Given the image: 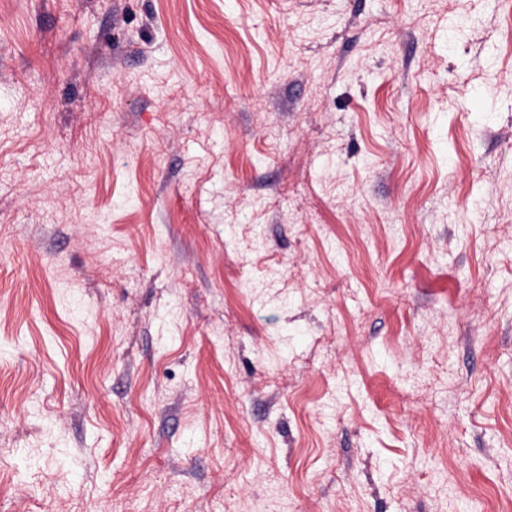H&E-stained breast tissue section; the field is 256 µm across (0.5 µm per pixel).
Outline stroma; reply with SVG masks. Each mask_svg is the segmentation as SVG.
I'll return each instance as SVG.
<instances>
[{
    "mask_svg": "<svg viewBox=\"0 0 512 512\" xmlns=\"http://www.w3.org/2000/svg\"><path fill=\"white\" fill-rule=\"evenodd\" d=\"M512 512V0H0V512Z\"/></svg>",
    "mask_w": 512,
    "mask_h": 512,
    "instance_id": "obj_1",
    "label": "stroma"
}]
</instances>
